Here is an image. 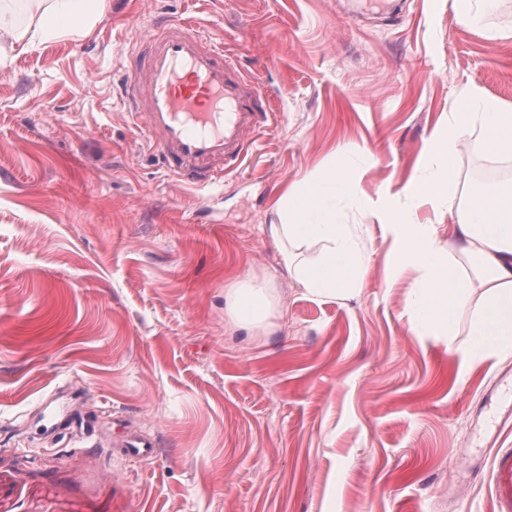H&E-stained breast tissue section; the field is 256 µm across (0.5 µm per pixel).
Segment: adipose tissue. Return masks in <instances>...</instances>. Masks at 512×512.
<instances>
[{
  "label": "adipose tissue",
  "instance_id": "adipose-tissue-1",
  "mask_svg": "<svg viewBox=\"0 0 512 512\" xmlns=\"http://www.w3.org/2000/svg\"><path fill=\"white\" fill-rule=\"evenodd\" d=\"M16 0H0V50L87 34L101 19L106 0H23L28 14L17 26L7 17ZM499 0H449L456 23L507 39L512 31L491 18ZM476 150L488 162L512 164V109L464 88L448 106V126L431 138L412 178L406 207L388 210L397 267L420 270L406 290L405 311L417 336H442L462 363L512 356V188L497 185L463 194L454 159L461 148ZM354 160L344 154L338 166L314 171L291 183L275 203L278 220L267 225L293 283L317 299L348 300L362 294L368 256L362 227L344 221V206L359 198L352 176ZM448 210V239L433 225L415 221L423 205ZM238 323L261 327L279 304L274 289L245 276L224 291ZM472 306L469 339L456 342L459 312Z\"/></svg>",
  "mask_w": 512,
  "mask_h": 512
}]
</instances>
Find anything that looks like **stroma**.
<instances>
[{
  "instance_id": "35a3bbf8",
  "label": "stroma",
  "mask_w": 512,
  "mask_h": 512,
  "mask_svg": "<svg viewBox=\"0 0 512 512\" xmlns=\"http://www.w3.org/2000/svg\"><path fill=\"white\" fill-rule=\"evenodd\" d=\"M201 18L276 92L223 185L165 175L123 110L149 14ZM512 107V38L448 0H107L85 36L0 65V512H497L512 358L415 336L385 205L464 86ZM359 161L360 297L293 286L265 230L292 182ZM283 303L255 329L225 288ZM158 452H125L131 438ZM227 308L238 323L259 328L279 304L275 289L250 276L238 278L224 291Z\"/></svg>"
}]
</instances>
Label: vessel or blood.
<instances>
[{"mask_svg": "<svg viewBox=\"0 0 512 512\" xmlns=\"http://www.w3.org/2000/svg\"><path fill=\"white\" fill-rule=\"evenodd\" d=\"M125 81V112L168 176L205 189L240 162L274 118L273 93L247 75L202 20L157 13ZM500 512H512V448L492 463Z\"/></svg>", "mask_w": 512, "mask_h": 512, "instance_id": "obj_1", "label": "vessel or blood"}]
</instances>
